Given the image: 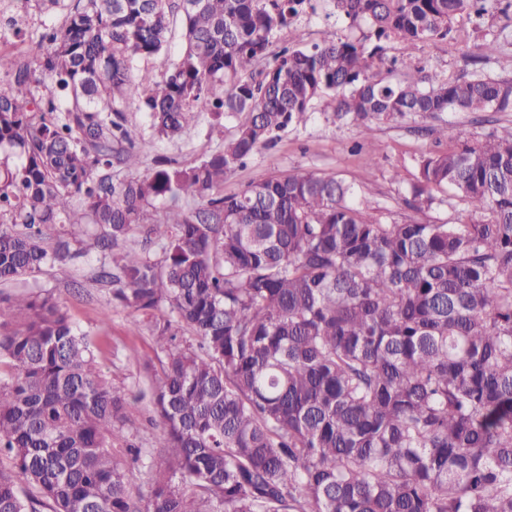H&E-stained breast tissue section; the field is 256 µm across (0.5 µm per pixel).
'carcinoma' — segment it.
<instances>
[{
    "mask_svg": "<svg viewBox=\"0 0 512 512\" xmlns=\"http://www.w3.org/2000/svg\"><path fill=\"white\" fill-rule=\"evenodd\" d=\"M330 3L360 36L290 45L258 70L315 0H77L0 83V150L22 156L0 168V282L114 247L101 278L165 358L151 376L162 465L135 500L112 453H140L125 389L51 297L1 298L0 455L33 492L0 468V512H512V126L474 144L448 127L456 147L418 159L408 205L450 189L467 224H384L334 174L220 193L326 96L368 143L375 119L512 112V76L385 57L392 42L448 39L461 14L512 29V0ZM139 59L165 69L140 77L157 138H181L194 112L243 116L232 136L197 163L137 174L123 112ZM116 165L131 175L112 181ZM158 199L170 205L153 220ZM55 224L102 233L50 251ZM137 229L160 259L119 248ZM186 329L197 345L176 343Z\"/></svg>",
    "mask_w": 512,
    "mask_h": 512,
    "instance_id": "cac0c4a2",
    "label": "carcinoma"
}]
</instances>
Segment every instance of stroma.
Listing matches in <instances>:
<instances>
[{
  "mask_svg": "<svg viewBox=\"0 0 512 512\" xmlns=\"http://www.w3.org/2000/svg\"><path fill=\"white\" fill-rule=\"evenodd\" d=\"M75 2L61 0L58 7L47 11L37 0H30L23 11L25 21L20 31L0 29V81L9 78L17 58L31 59L41 53L40 35L44 27L60 24ZM501 27V21L490 16L477 31L467 16L461 15L453 22L455 42L423 47L398 44L390 54L397 58L411 57L454 77L464 67V55L476 54L478 44L499 36ZM331 32L345 36L349 30L345 23L330 16L329 6L323 0L314 15L302 18L293 28L277 32L269 51L278 53L291 43L308 48ZM140 102V89H133L126 101L125 117L142 158L140 171L144 174L155 169L161 160L179 165L198 162L228 139L236 125L235 117L229 115L217 121L205 115L193 120L183 139L162 141L155 136L148 116L140 109ZM449 125L464 129L469 141L474 142L495 128L512 125V112H443L435 116L411 115L375 122L373 164L368 167L364 164L363 153L357 150L362 141L358 128L336 122L331 107L318 101L304 123L278 132L272 146L261 149L245 167L228 175L223 191L228 195L238 193L249 183L277 172L333 173L355 187L364 214L381 218L383 222L415 220L463 224L470 220L471 213L459 199L418 211L405 204L408 187L418 174L420 155L438 147L451 148V141L437 138L438 131ZM395 171L400 174L396 181L391 178ZM109 261V253L93 251L73 262L48 263L37 273L1 284L0 295L6 297L23 292L52 296L86 334L100 372L128 391V407L141 422L132 442L141 453L135 458L120 446L114 447L113 452L133 472L130 490L138 496L148 493L151 479L162 463L155 448L161 425L152 412L151 390L146 378L147 372H161L162 363L142 317L110 303L109 284L98 281V273Z\"/></svg>",
  "mask_w": 512,
  "mask_h": 512,
  "instance_id": "35a3bbf8",
  "label": "stroma"
}]
</instances>
